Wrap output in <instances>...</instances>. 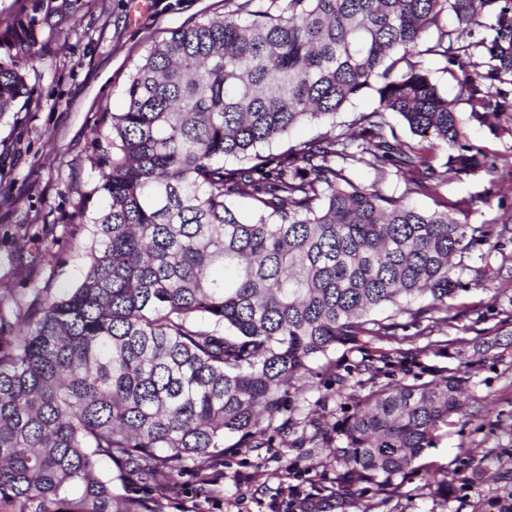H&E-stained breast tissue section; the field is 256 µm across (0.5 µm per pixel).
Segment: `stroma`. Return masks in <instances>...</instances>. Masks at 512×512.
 Instances as JSON below:
<instances>
[{"label":"stroma","mask_w":512,"mask_h":512,"mask_svg":"<svg viewBox=\"0 0 512 512\" xmlns=\"http://www.w3.org/2000/svg\"><path fill=\"white\" fill-rule=\"evenodd\" d=\"M223 12L224 0H76L74 16L45 33L41 63L25 71L29 99L0 117V289L19 296L80 283L90 219L102 204L94 188L103 110H122L132 63L155 38ZM416 59L454 100L462 144L481 153L485 167L447 169L420 185L392 173L380 180L362 166L346 175L462 223L493 225L490 242L462 258L463 286L447 321L404 316L393 335L336 347L291 393L288 425L266 429L264 447H228L187 463L164 491L132 477L127 494L154 499L159 512H506L512 505V112L472 113L445 59ZM486 268L493 282L474 285ZM450 371L466 380L465 405L419 460L448 481L449 497L419 472L395 494L367 484L340 493L328 444L340 440L355 405L372 390Z\"/></svg>","instance_id":"stroma-1"}]
</instances>
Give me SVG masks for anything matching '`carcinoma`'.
I'll return each instance as SVG.
<instances>
[{
    "label": "carcinoma",
    "instance_id": "obj_1",
    "mask_svg": "<svg viewBox=\"0 0 512 512\" xmlns=\"http://www.w3.org/2000/svg\"><path fill=\"white\" fill-rule=\"evenodd\" d=\"M252 2L224 0V14L154 40L128 75L124 110L103 112L94 192L104 205L80 284L0 295L8 512H159L118 492L127 467L162 485L185 462L224 453L229 437L248 448L262 422L287 424L290 389L311 364L388 334L399 316L448 313L454 257L492 237L487 224L420 211L344 171L440 179L438 146L448 165L481 168L456 152L455 104L410 56L436 32L426 52L458 69L472 111L512 112V0ZM70 9L31 0L0 29V116L29 97L23 69ZM476 27L488 35L472 40ZM367 90L378 106L336 131ZM389 113L431 143L388 140ZM305 123L326 131L263 153ZM242 194L255 201L248 219L231 204ZM382 306L393 307L385 322L370 317ZM462 386L450 374L369 393L331 450L339 482L398 492L462 411Z\"/></svg>",
    "mask_w": 512,
    "mask_h": 512
}]
</instances>
